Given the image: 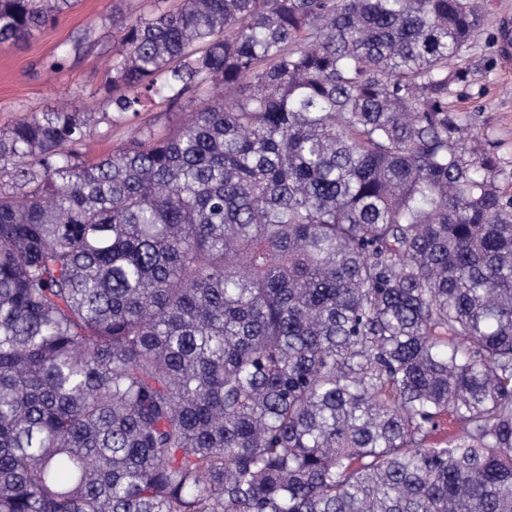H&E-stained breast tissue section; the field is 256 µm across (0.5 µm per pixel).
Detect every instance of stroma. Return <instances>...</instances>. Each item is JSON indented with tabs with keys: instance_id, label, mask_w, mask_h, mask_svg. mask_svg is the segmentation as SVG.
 <instances>
[{
	"instance_id": "stroma-1",
	"label": "stroma",
	"mask_w": 512,
	"mask_h": 512,
	"mask_svg": "<svg viewBox=\"0 0 512 512\" xmlns=\"http://www.w3.org/2000/svg\"><path fill=\"white\" fill-rule=\"evenodd\" d=\"M484 33L464 54L470 74L452 85L458 111L474 132L494 143L503 185L512 184V72L505 71L502 22L512 23V0H480ZM151 0H77L56 23L27 41L0 47V129L50 108L91 101L106 80L104 61L123 27L150 14Z\"/></svg>"
}]
</instances>
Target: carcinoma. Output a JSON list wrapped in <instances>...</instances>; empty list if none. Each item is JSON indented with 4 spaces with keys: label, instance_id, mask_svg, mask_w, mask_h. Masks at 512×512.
<instances>
[{
    "label": "carcinoma",
    "instance_id": "1",
    "mask_svg": "<svg viewBox=\"0 0 512 512\" xmlns=\"http://www.w3.org/2000/svg\"><path fill=\"white\" fill-rule=\"evenodd\" d=\"M157 2L112 111L0 129V512H512L478 0ZM72 5L0 0V47ZM120 132H115L108 128L105 124L97 127L94 135L88 140L87 151L90 157H98L112 151L119 140Z\"/></svg>",
    "mask_w": 512,
    "mask_h": 512
}]
</instances>
